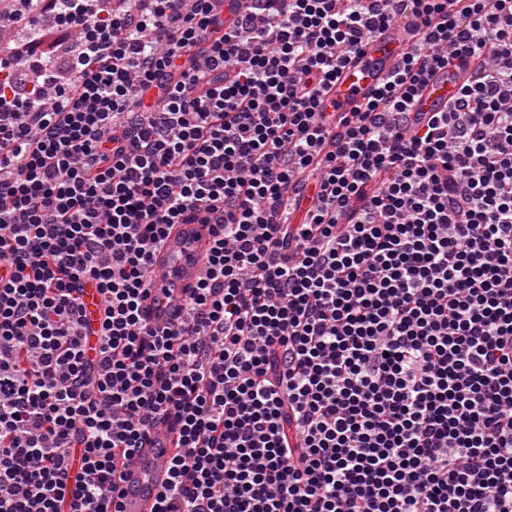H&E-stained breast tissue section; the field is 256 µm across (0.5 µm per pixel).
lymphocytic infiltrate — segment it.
Segmentation results:
<instances>
[{
  "label": "lymphocytic infiltrate",
  "instance_id": "lymphocytic-infiltrate-1",
  "mask_svg": "<svg viewBox=\"0 0 512 512\" xmlns=\"http://www.w3.org/2000/svg\"><path fill=\"white\" fill-rule=\"evenodd\" d=\"M38 11L0 56V512H114L115 456L162 418L156 512H512V0L9 16ZM408 12L400 68L333 118L324 89ZM457 60L447 111L412 115ZM201 213L206 274L152 326L150 259Z\"/></svg>",
  "mask_w": 512,
  "mask_h": 512
}]
</instances>
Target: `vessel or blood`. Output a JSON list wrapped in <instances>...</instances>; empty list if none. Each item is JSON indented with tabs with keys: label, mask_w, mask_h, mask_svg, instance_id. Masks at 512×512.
<instances>
[{
	"label": "vessel or blood",
	"mask_w": 512,
	"mask_h": 512,
	"mask_svg": "<svg viewBox=\"0 0 512 512\" xmlns=\"http://www.w3.org/2000/svg\"><path fill=\"white\" fill-rule=\"evenodd\" d=\"M415 21L402 19L366 43L339 71L325 97L330 112H351L373 96L376 88L391 74L410 46ZM467 70L450 65L437 73L423 88L414 109L443 112ZM214 225L196 219L191 224L174 225L151 259V298L147 313L151 323L165 327L176 323L179 299L187 297L205 274V259L213 244ZM174 423L165 419L151 430L145 448L120 474L119 512H154L158 495L169 482L166 461L171 454Z\"/></svg>",
	"instance_id": "obj_1"
}]
</instances>
